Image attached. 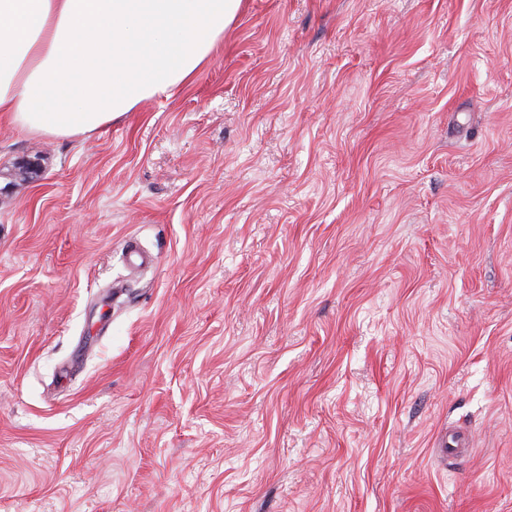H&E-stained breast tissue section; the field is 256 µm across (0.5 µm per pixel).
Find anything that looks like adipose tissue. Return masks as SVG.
Masks as SVG:
<instances>
[{
	"label": "adipose tissue",
	"instance_id": "obj_1",
	"mask_svg": "<svg viewBox=\"0 0 512 512\" xmlns=\"http://www.w3.org/2000/svg\"><path fill=\"white\" fill-rule=\"evenodd\" d=\"M242 0H0V112L89 135L189 84Z\"/></svg>",
	"mask_w": 512,
	"mask_h": 512
}]
</instances>
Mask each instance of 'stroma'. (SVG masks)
<instances>
[{
  "instance_id": "35a3bbf8",
  "label": "stroma",
  "mask_w": 512,
  "mask_h": 512,
  "mask_svg": "<svg viewBox=\"0 0 512 512\" xmlns=\"http://www.w3.org/2000/svg\"><path fill=\"white\" fill-rule=\"evenodd\" d=\"M0 512H512V0H243L170 97L0 120Z\"/></svg>"
}]
</instances>
